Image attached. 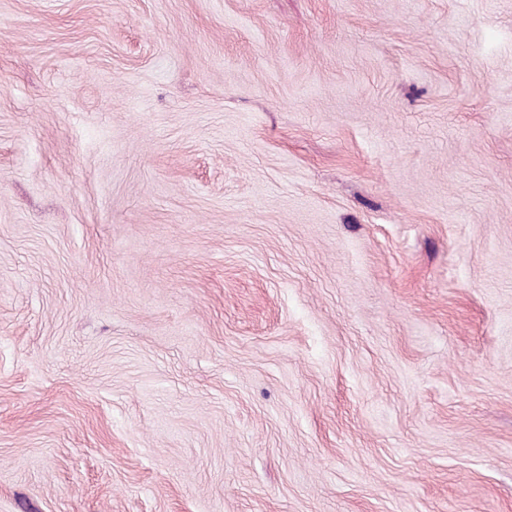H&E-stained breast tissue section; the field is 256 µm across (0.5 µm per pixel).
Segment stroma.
<instances>
[{
  "label": "stroma",
  "mask_w": 512,
  "mask_h": 512,
  "mask_svg": "<svg viewBox=\"0 0 512 512\" xmlns=\"http://www.w3.org/2000/svg\"><path fill=\"white\" fill-rule=\"evenodd\" d=\"M0 512H512V0H0Z\"/></svg>",
  "instance_id": "35a3bbf8"
}]
</instances>
